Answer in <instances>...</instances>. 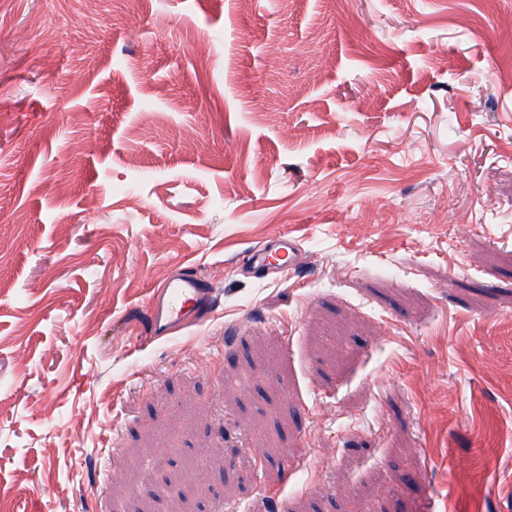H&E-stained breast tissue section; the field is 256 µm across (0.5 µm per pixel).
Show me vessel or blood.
<instances>
[{"label": "vessel or blood", "instance_id": "b4317fda", "mask_svg": "<svg viewBox=\"0 0 512 512\" xmlns=\"http://www.w3.org/2000/svg\"><path fill=\"white\" fill-rule=\"evenodd\" d=\"M298 248L294 240L276 239L253 249L247 261L255 268L277 271L280 264L296 259ZM213 304V291L203 281L188 272L168 277L153 293L147 308V325L152 337H171L207 313Z\"/></svg>", "mask_w": 512, "mask_h": 512}]
</instances>
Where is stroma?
I'll use <instances>...</instances> for the list:
<instances>
[{
    "label": "stroma",
    "instance_id": "obj_1",
    "mask_svg": "<svg viewBox=\"0 0 512 512\" xmlns=\"http://www.w3.org/2000/svg\"><path fill=\"white\" fill-rule=\"evenodd\" d=\"M5 11L0 512H512V0ZM297 256L296 242L288 237H281L253 249L248 254L247 262L255 268L276 272L279 266L296 259ZM213 290L194 274L179 271L168 277L153 293L147 308V325L152 337H171L207 313Z\"/></svg>",
    "mask_w": 512,
    "mask_h": 512
}]
</instances>
